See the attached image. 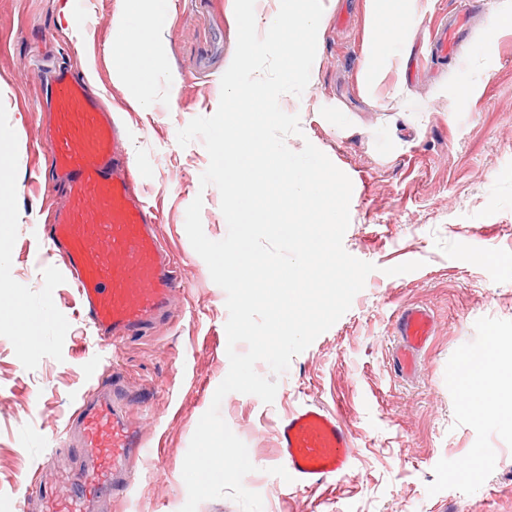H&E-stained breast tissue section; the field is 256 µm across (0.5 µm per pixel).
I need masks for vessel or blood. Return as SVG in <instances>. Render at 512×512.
Here are the masks:
<instances>
[{
    "mask_svg": "<svg viewBox=\"0 0 512 512\" xmlns=\"http://www.w3.org/2000/svg\"><path fill=\"white\" fill-rule=\"evenodd\" d=\"M480 0H465L431 28L432 54L456 60L469 48L468 34ZM45 104L53 123L44 145L53 180L66 204L43 231L54 260L48 279L64 276L78 311L98 339L119 345L167 319L178 285L177 260L161 241L158 216L144 183L121 148L122 131L92 95L84 77L43 62ZM395 367L414 372L417 355L435 331L426 309L407 306L395 323ZM128 396L112 392L84 400L74 424L86 465L42 496V512H90L91 494L127 493L137 479V460L150 453L140 423L130 420ZM278 451L290 481L314 487L347 476L352 463L348 429L336 413L319 406L288 412L276 428Z\"/></svg>",
    "mask_w": 512,
    "mask_h": 512,
    "instance_id": "vessel-or-blood-1",
    "label": "vessel or blood"
}]
</instances>
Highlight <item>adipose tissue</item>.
<instances>
[{"label": "adipose tissue", "instance_id": "obj_1", "mask_svg": "<svg viewBox=\"0 0 512 512\" xmlns=\"http://www.w3.org/2000/svg\"><path fill=\"white\" fill-rule=\"evenodd\" d=\"M370 25V47L363 72L366 87H373L378 76L400 67L394 53L405 30L423 15V0H365ZM168 0H125V9L135 14V22L127 28L114 48L121 75H135L147 80L152 75V58L156 42L165 28ZM512 388V365L499 362L496 345H488L482 356L471 361L462 378L467 396L466 409L479 416L493 411L504 421H512V398L502 399L491 392L489 380Z\"/></svg>", "mask_w": 512, "mask_h": 512}]
</instances>
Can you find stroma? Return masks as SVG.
I'll list each match as a JSON object with an SVG mask.
<instances>
[{
    "mask_svg": "<svg viewBox=\"0 0 512 512\" xmlns=\"http://www.w3.org/2000/svg\"><path fill=\"white\" fill-rule=\"evenodd\" d=\"M458 6L430 0L425 22L409 33L407 73H388L368 98L364 0H337L306 89L282 106L302 129L287 146L298 152L312 143L350 178L343 245L375 270L351 308L276 377L273 403L237 392L221 403L256 467L243 484L261 495L263 512H512V427L470 416L461 393L462 355L494 337L512 359V29L489 39L472 30L471 51L485 59L489 81L465 60L425 61L429 19ZM344 10L352 19L340 28ZM234 16V0H170L155 73L144 82L120 76L113 61L114 35L133 20L120 0H0V184L13 189L12 216L0 226V280L9 284L0 290V512H41V491L79 471L67 424L90 387L85 365L93 358L102 385L122 381L133 397L130 416L159 450L126 496L103 493L95 512H180L187 501L184 457L229 360L227 295L188 239L186 210L202 197L209 239H223L228 226L218 189L200 185L209 165L202 140L182 147L177 132L218 108L236 50ZM52 40L55 63L84 70L103 104L118 108L125 151L179 262L168 320L116 350L97 343L68 282H47L39 261L48 244L38 223L65 200L62 186L34 178L46 164L47 114L31 60ZM448 80L473 85L472 95L448 97ZM399 82L402 100L394 96ZM135 97L150 110L129 107ZM17 297L53 311L26 350L7 311ZM409 305L430 309L437 328L416 376L403 379L392 349L397 316ZM308 403L342 416L354 463L329 485L296 489L276 458L274 427Z\"/></svg>",
    "mask_w": 512,
    "mask_h": 512,
    "instance_id": "35a3bbf8",
    "label": "stroma"
}]
</instances>
